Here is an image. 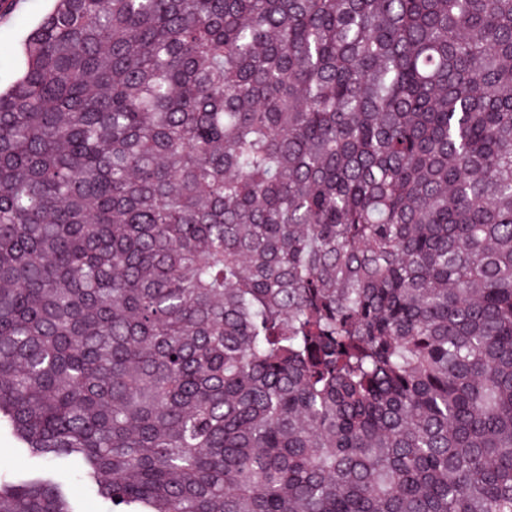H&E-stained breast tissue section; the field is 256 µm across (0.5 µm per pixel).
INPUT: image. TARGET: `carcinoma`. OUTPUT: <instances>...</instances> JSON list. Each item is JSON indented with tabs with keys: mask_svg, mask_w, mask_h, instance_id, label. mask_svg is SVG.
<instances>
[{
	"mask_svg": "<svg viewBox=\"0 0 512 512\" xmlns=\"http://www.w3.org/2000/svg\"><path fill=\"white\" fill-rule=\"evenodd\" d=\"M21 54L28 458L110 512H512V0H57Z\"/></svg>",
	"mask_w": 512,
	"mask_h": 512,
	"instance_id": "1",
	"label": "carcinoma"
}]
</instances>
